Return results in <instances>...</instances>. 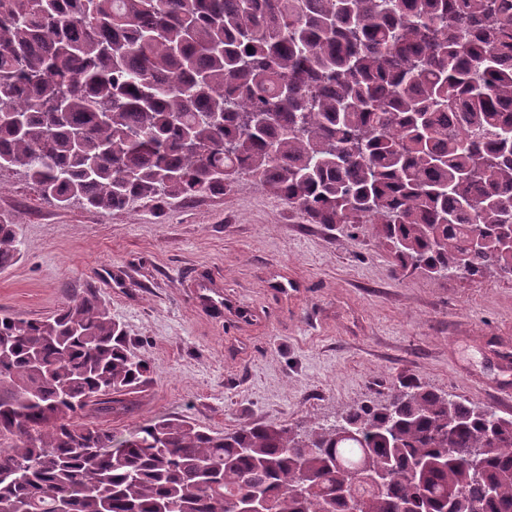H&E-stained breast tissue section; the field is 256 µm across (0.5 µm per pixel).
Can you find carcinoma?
<instances>
[{"label": "carcinoma", "instance_id": "1", "mask_svg": "<svg viewBox=\"0 0 512 512\" xmlns=\"http://www.w3.org/2000/svg\"><path fill=\"white\" fill-rule=\"evenodd\" d=\"M100 210L250 176L392 265L512 270V0H0V169ZM0 221V269L20 254ZM149 361L94 292L0 314V512H512V416L425 387L336 423L78 424ZM394 467L383 491L367 471ZM352 486L357 500L340 495Z\"/></svg>", "mask_w": 512, "mask_h": 512}]
</instances>
